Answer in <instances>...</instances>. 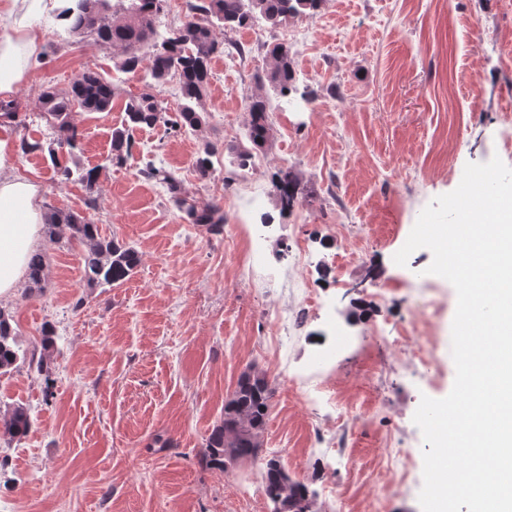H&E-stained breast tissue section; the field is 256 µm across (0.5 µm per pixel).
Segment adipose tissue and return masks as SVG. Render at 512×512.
<instances>
[{
    "mask_svg": "<svg viewBox=\"0 0 512 512\" xmlns=\"http://www.w3.org/2000/svg\"><path fill=\"white\" fill-rule=\"evenodd\" d=\"M59 0H0V94L6 95L24 78L29 62L44 42L29 16L55 8ZM13 150L0 138V296L16 288L44 222L38 187L14 174Z\"/></svg>",
    "mask_w": 512,
    "mask_h": 512,
    "instance_id": "adipose-tissue-1",
    "label": "adipose tissue"
}]
</instances>
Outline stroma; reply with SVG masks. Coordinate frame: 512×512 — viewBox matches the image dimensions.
Instances as JSON below:
<instances>
[{"instance_id": "35a3bbf8", "label": "stroma", "mask_w": 512, "mask_h": 512, "mask_svg": "<svg viewBox=\"0 0 512 512\" xmlns=\"http://www.w3.org/2000/svg\"><path fill=\"white\" fill-rule=\"evenodd\" d=\"M46 42L12 96V141L48 142L43 88L68 89L93 70L138 93L145 73L116 71L112 49L69 36L56 12L33 16ZM249 47L209 64L210 122L172 133L134 130L133 156L103 170L90 216L102 235L134 246L135 273L90 288L78 247L38 237L48 257L41 295L0 296L25 346L52 324V384L19 369L0 375V407L31 410L26 441L0 440V512H271L264 461L277 458L314 491V512H422L424 440L413 416L422 396L454 384V287L428 274L432 254L393 257L422 210L460 184L469 163L512 166V0H323L315 17L284 27L264 20L221 32ZM286 42L294 89L272 99L275 141L239 168L246 104L258 93L264 47ZM124 101L75 111L76 154L87 167L111 149ZM218 145L209 179L195 160ZM181 178L186 194L219 201V235L187 223L147 163ZM289 168L310 193L289 212L271 179ZM15 171L39 186L42 209L86 210V191L57 177L47 154L16 155ZM302 245L310 260L292 263ZM316 295L318 311L281 328L291 295ZM337 346L328 390L335 408L307 405L286 375L315 367ZM274 390L259 460L203 468L199 458L224 403L249 366ZM347 434L344 452L320 454L316 432Z\"/></svg>"}]
</instances>
